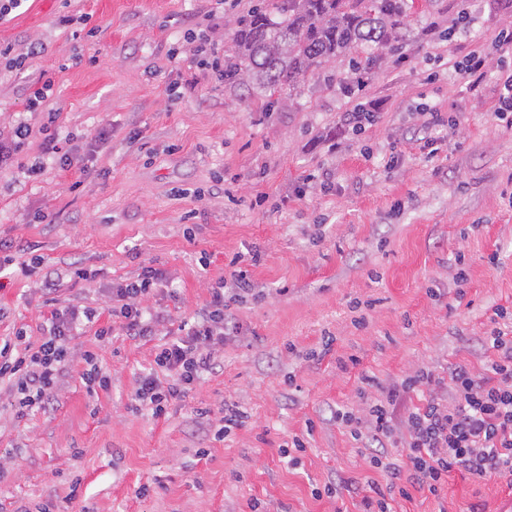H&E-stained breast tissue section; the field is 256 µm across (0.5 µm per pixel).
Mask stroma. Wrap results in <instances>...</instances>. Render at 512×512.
<instances>
[{
    "instance_id": "35a3bbf8",
    "label": "stroma",
    "mask_w": 512,
    "mask_h": 512,
    "mask_svg": "<svg viewBox=\"0 0 512 512\" xmlns=\"http://www.w3.org/2000/svg\"><path fill=\"white\" fill-rule=\"evenodd\" d=\"M255 3L23 0L0 20V46L26 57H0V240L17 260L36 248L62 304L101 327L113 281L163 270L149 300L167 316L161 342L232 257L262 291L232 304L222 368L164 418L130 412L152 346L120 337L100 349L110 390L88 391L74 360L53 408L20 421L0 383V512H363L360 495L312 494L365 474L368 449L334 418L360 408L361 374L386 387L487 363L494 310L512 312V112L493 110L512 66L493 37L512 30V0H416L399 52L369 69L336 61L272 96L193 56L204 41L231 58L234 21ZM475 49L491 69L473 88L461 64ZM360 109L373 118L355 129ZM51 143L82 167L55 165ZM49 311L40 278H0V337L37 342ZM228 402L247 418L213 440ZM303 433L290 462L283 448ZM505 497L507 480L456 470L443 499L415 489L393 510L496 512Z\"/></svg>"
}]
</instances>
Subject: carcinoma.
<instances>
[{"instance_id":"cac0c4a2","label":"carcinoma","mask_w":512,"mask_h":512,"mask_svg":"<svg viewBox=\"0 0 512 512\" xmlns=\"http://www.w3.org/2000/svg\"><path fill=\"white\" fill-rule=\"evenodd\" d=\"M414 0H277L281 18L267 0L236 21L237 59L231 73L273 95L294 86L338 57H351L360 45L373 50L366 64L402 48L404 22Z\"/></svg>"}]
</instances>
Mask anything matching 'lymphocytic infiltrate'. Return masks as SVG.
Here are the masks:
<instances>
[{
  "label": "lymphocytic infiltrate",
  "mask_w": 512,
  "mask_h": 512,
  "mask_svg": "<svg viewBox=\"0 0 512 512\" xmlns=\"http://www.w3.org/2000/svg\"><path fill=\"white\" fill-rule=\"evenodd\" d=\"M41 267L38 257L16 262L11 243L0 241V273L10 270L24 278L41 276L52 307L41 325L38 345L26 343L21 335L0 338V380L7 381L20 419L50 408L56 386L74 355H81L85 362L81 379L89 390L106 391L112 385L95 351H75L76 340L94 318L93 311L60 306L56 281L42 275ZM165 279L162 270L150 266L137 278L113 285L109 314L118 319L124 336L151 341L165 317L147 307L146 301ZM255 293L250 274L231 268L211 289L209 301L186 334L155 346L154 370L138 380L131 411L147 409L154 417H164L173 402L216 371L224 346V317L231 303ZM495 315L499 324L483 338L493 357L481 372L463 364L450 368L444 376L421 368L388 387L366 376L358 390L364 411H337V422L349 429L351 437L372 448L367 458L372 478L359 486H346L347 491L362 492L365 512H392L395 497L408 496L413 486L442 496L448 475L455 470L465 471L477 481L512 478V325L505 323L506 309H497ZM416 391L423 394L421 403L404 406V399ZM398 409L403 412L399 418L394 415ZM397 442L406 451L401 461L389 450ZM379 473L388 477L387 485L376 481Z\"/></svg>",
  "instance_id": "f902f5d3"
}]
</instances>
